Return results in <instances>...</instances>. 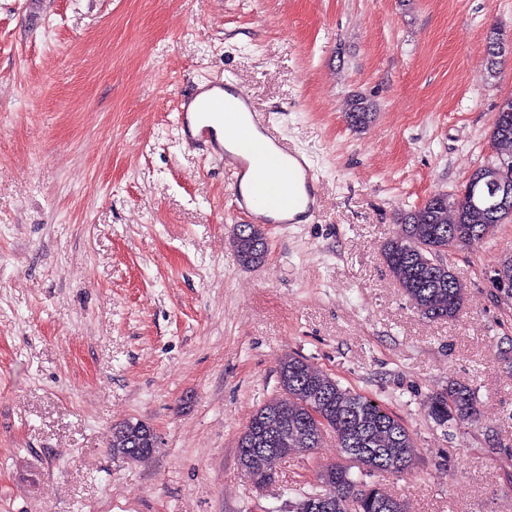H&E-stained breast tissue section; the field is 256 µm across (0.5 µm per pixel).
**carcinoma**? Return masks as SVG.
Masks as SVG:
<instances>
[{"label": "carcinoma", "mask_w": 512, "mask_h": 512, "mask_svg": "<svg viewBox=\"0 0 512 512\" xmlns=\"http://www.w3.org/2000/svg\"><path fill=\"white\" fill-rule=\"evenodd\" d=\"M507 51L500 33L487 36L486 55L491 74H497ZM372 105L363 97L348 104L345 119L354 131L366 129L372 122ZM512 214H480L465 201L452 202L448 194L437 193L420 207L400 217V230L381 248L384 264L413 307L430 320L452 321L464 306V286L445 263L448 249L460 245H480L494 235L501 224H511ZM238 259L244 267L264 262L268 247L259 224H238L232 239ZM279 394L260 405L251 415L237 441V455L252 451L257 439L266 448L281 449L285 459L295 449L309 454L319 447L324 435L335 438L342 459L327 466L309 489L294 487L285 492L299 498L296 512L324 492L322 483L336 486L334 512H407L405 502L388 493L371 478L412 472L416 467L414 440L404 420L374 398L343 387L334 377L324 374L306 358L288 354L278 364ZM427 418L448 431L459 423L479 421L478 401L473 388L448 382L427 397ZM316 409L320 419L309 409ZM136 424L127 420L112 426L110 452L117 448H151L156 437L124 440L123 433ZM276 462L264 455L251 458L253 485L275 482Z\"/></svg>", "instance_id": "cac0c4a2"}]
</instances>
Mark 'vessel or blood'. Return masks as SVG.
<instances>
[{
	"label": "vessel or blood",
	"mask_w": 512,
	"mask_h": 512,
	"mask_svg": "<svg viewBox=\"0 0 512 512\" xmlns=\"http://www.w3.org/2000/svg\"><path fill=\"white\" fill-rule=\"evenodd\" d=\"M180 139L206 151L231 179V210L253 224H305L318 211L314 170L302 152L271 136L246 91L212 77L176 107Z\"/></svg>",
	"instance_id": "obj_1"
}]
</instances>
